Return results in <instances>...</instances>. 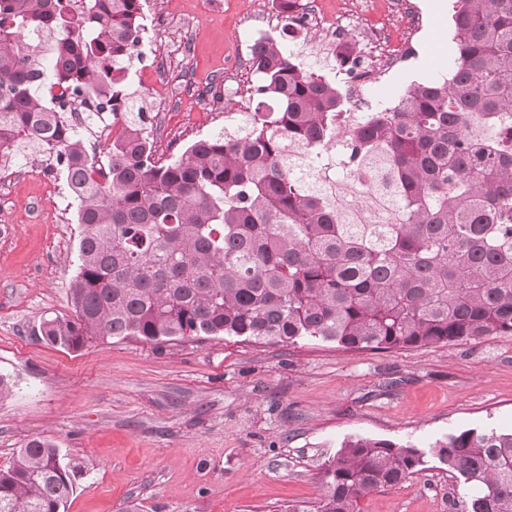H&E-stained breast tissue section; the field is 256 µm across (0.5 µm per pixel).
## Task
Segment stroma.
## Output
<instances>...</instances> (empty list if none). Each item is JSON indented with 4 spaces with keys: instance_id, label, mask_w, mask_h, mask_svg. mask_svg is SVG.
<instances>
[{
    "instance_id": "1",
    "label": "stroma",
    "mask_w": 512,
    "mask_h": 512,
    "mask_svg": "<svg viewBox=\"0 0 512 512\" xmlns=\"http://www.w3.org/2000/svg\"><path fill=\"white\" fill-rule=\"evenodd\" d=\"M260 0H147L146 16H167L135 74L165 73L175 91L148 130L155 156L169 160L198 139L253 111L258 75L225 78L228 56L249 55L250 16ZM417 0L425 23L415 54L358 101L376 108L435 73L434 30H452ZM30 153L0 169V468L33 439L49 441L81 472L66 512H310L319 476L345 441L432 446L452 433L512 431V336L440 347L355 352L319 341L239 342L224 336L147 343L93 340L78 351L47 343L42 321L69 315L81 227L77 203L40 216ZM462 483L436 463L395 488L373 492L363 512H461Z\"/></svg>"
}]
</instances>
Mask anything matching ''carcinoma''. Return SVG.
Here are the masks:
<instances>
[{
	"label": "carcinoma",
	"instance_id": "carcinoma-1",
	"mask_svg": "<svg viewBox=\"0 0 512 512\" xmlns=\"http://www.w3.org/2000/svg\"><path fill=\"white\" fill-rule=\"evenodd\" d=\"M457 2L448 78L354 119L336 83L259 38L263 100L161 163L147 100L123 87L144 0H0V164L29 148L55 159L82 226L74 316L44 319L42 338L366 352L511 336L512 0ZM109 108L122 127L101 161L65 113L86 123ZM429 453L462 477L463 512H512V432L487 428L428 452L348 441L313 512H362ZM76 475L32 439L0 468V512H65Z\"/></svg>",
	"mask_w": 512,
	"mask_h": 512
}]
</instances>
